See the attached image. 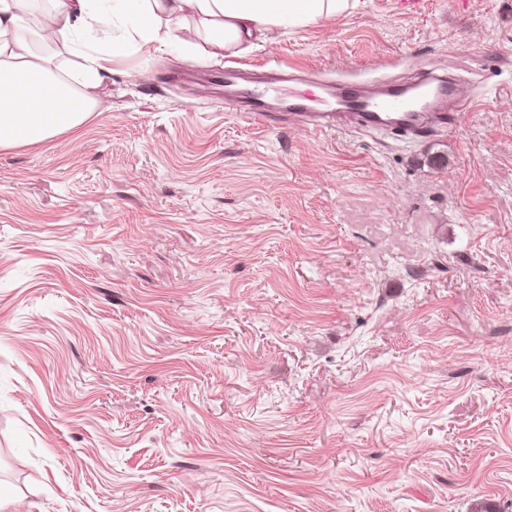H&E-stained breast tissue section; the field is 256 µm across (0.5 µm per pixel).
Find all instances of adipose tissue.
<instances>
[{
  "label": "adipose tissue",
  "instance_id": "ef3b65f1",
  "mask_svg": "<svg viewBox=\"0 0 512 512\" xmlns=\"http://www.w3.org/2000/svg\"><path fill=\"white\" fill-rule=\"evenodd\" d=\"M26 0H0V149L78 133L97 105V90L125 41L111 38L113 14L123 15L141 45L178 47L186 58L201 49L217 56L282 29L342 14L349 0H50L37 23ZM79 56L68 72L59 56Z\"/></svg>",
  "mask_w": 512,
  "mask_h": 512
}]
</instances>
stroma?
Segmentation results:
<instances>
[{"mask_svg": "<svg viewBox=\"0 0 512 512\" xmlns=\"http://www.w3.org/2000/svg\"><path fill=\"white\" fill-rule=\"evenodd\" d=\"M229 62L432 69L469 106L267 126L225 110ZM111 67L78 135L0 150L11 512H512V0Z\"/></svg>", "mask_w": 512, "mask_h": 512, "instance_id": "35a3bbf8", "label": "stroma"}]
</instances>
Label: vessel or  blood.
I'll list each match as a JSON object with an SVG mask.
<instances>
[{"mask_svg": "<svg viewBox=\"0 0 512 512\" xmlns=\"http://www.w3.org/2000/svg\"><path fill=\"white\" fill-rule=\"evenodd\" d=\"M239 74L238 68L224 69L226 85L235 89L233 96L225 98V107L234 110L244 103L261 120H270V107L263 94L238 88ZM331 97L327 110L322 112L298 111L293 102L288 108L294 111L296 120L315 133L354 125L366 130H391L399 137L413 138L450 128L454 113L463 111L466 105L450 81L435 87H391L375 94L368 93L360 83L351 82L336 89Z\"/></svg>", "mask_w": 512, "mask_h": 512, "instance_id": "obj_1", "label": "vessel or blood"}]
</instances>
